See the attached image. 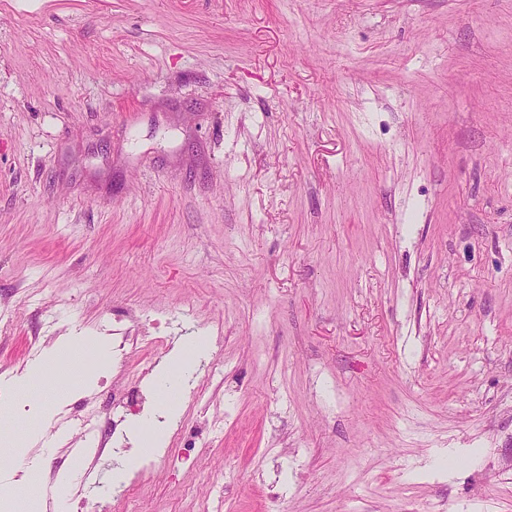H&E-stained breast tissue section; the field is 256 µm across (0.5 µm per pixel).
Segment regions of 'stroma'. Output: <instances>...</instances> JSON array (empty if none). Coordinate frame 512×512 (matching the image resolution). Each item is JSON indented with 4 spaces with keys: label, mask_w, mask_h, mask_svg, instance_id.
I'll list each match as a JSON object with an SVG mask.
<instances>
[{
    "label": "stroma",
    "mask_w": 512,
    "mask_h": 512,
    "mask_svg": "<svg viewBox=\"0 0 512 512\" xmlns=\"http://www.w3.org/2000/svg\"><path fill=\"white\" fill-rule=\"evenodd\" d=\"M187 364L129 512H512V0H0V512ZM87 342V339L64 340L53 347L51 355L53 358H65L71 366L76 363L80 364L79 361L83 359Z\"/></svg>",
    "instance_id": "obj_1"
}]
</instances>
